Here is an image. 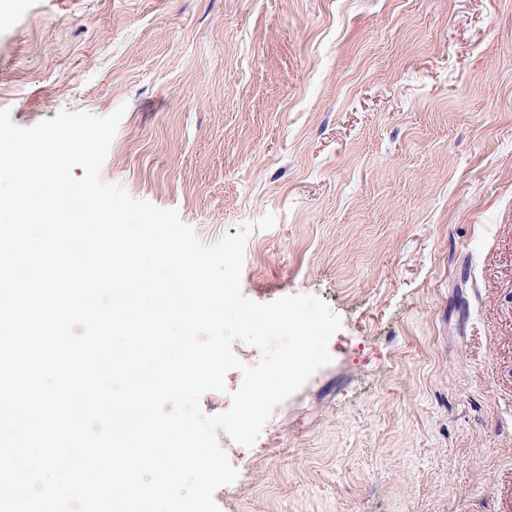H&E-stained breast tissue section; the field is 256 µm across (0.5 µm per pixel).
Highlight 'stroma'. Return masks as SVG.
Segmentation results:
<instances>
[{"instance_id": "1", "label": "stroma", "mask_w": 512, "mask_h": 512, "mask_svg": "<svg viewBox=\"0 0 512 512\" xmlns=\"http://www.w3.org/2000/svg\"><path fill=\"white\" fill-rule=\"evenodd\" d=\"M126 112L102 168L329 365L224 512H512V0H0V108Z\"/></svg>"}]
</instances>
